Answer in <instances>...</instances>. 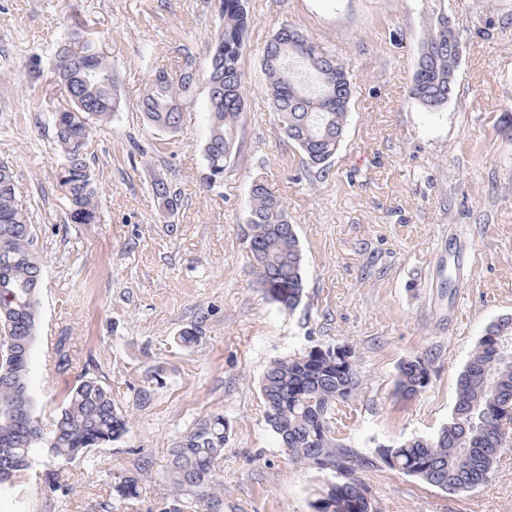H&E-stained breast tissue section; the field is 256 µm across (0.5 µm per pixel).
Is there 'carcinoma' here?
I'll return each instance as SVG.
<instances>
[{"mask_svg": "<svg viewBox=\"0 0 512 512\" xmlns=\"http://www.w3.org/2000/svg\"><path fill=\"white\" fill-rule=\"evenodd\" d=\"M218 26L205 66L191 50L174 73L151 74L138 108L148 123L165 134L177 133L186 105L199 82L206 84L209 112L204 144L208 185L224 180L226 163L240 149L245 110L243 46L250 27L247 0H217ZM433 23L423 42L412 78L410 95L420 106L435 111L450 99L461 40L448 42L444 0H436ZM51 69L50 83L57 96L52 109L58 187L73 224L96 223V180L89 161V141L96 128L108 123L122 106L119 80L111 63L89 41L69 37L61 45ZM265 92L283 135L303 154L306 163L324 168L343 140L352 87L345 68L307 34L281 26L267 42L262 61ZM166 210L178 198L164 179L152 185ZM246 215L250 225L249 251L259 285L270 299L288 309L303 297V252L297 233L286 229L283 202L259 179L250 186ZM35 229L21 200L11 166L0 161V488L9 486L30 467L43 446L61 463L92 448L112 444L128 422L118 412L112 390L83 376L58 408L50 432H44L30 393V356L39 327L38 290L41 261L35 251ZM512 318L492 322L477 341L459 373L456 397L448 424L432 438H406L356 448L334 436L330 419L336 405L345 404L362 386L356 362H345L314 346L291 357L274 360L261 380L265 421L291 462L328 470L334 480L319 490L314 512H380L378 501L361 479L382 465L414 477L445 493L485 488L506 447L501 432L505 409L512 407ZM430 368L418 357L402 361L394 384L395 395L411 399L427 387ZM227 426L224 416L200 419L171 449L168 483L189 491L206 512H224V499L212 492L216 464L224 453ZM113 490L120 499L140 493L139 479L119 478Z\"/></svg>", "mask_w": 512, "mask_h": 512, "instance_id": "cac0c4a2", "label": "carcinoma"}]
</instances>
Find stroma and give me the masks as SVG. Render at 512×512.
Returning <instances> with one entry per match:
<instances>
[{"instance_id": "35a3bbf8", "label": "stroma", "mask_w": 512, "mask_h": 512, "mask_svg": "<svg viewBox=\"0 0 512 512\" xmlns=\"http://www.w3.org/2000/svg\"><path fill=\"white\" fill-rule=\"evenodd\" d=\"M240 149L207 189V94L198 87L176 136L137 108L152 70L181 46L205 60L216 0H0V160L12 164L43 265L30 360L36 412L50 425L81 376L111 389L128 431L68 464L46 450L0 512H165L170 451L202 418L228 427L217 474L224 512H313L331 476L289 461L265 422L261 378L313 346L352 348L363 377L332 427L359 446L432 437L447 424L458 374L485 327L512 316V0H445L463 36L454 92L427 111L410 96L434 0H248ZM308 33L354 87L343 141L326 169L306 167L283 135L261 67L279 26ZM93 40L120 77L124 106L89 151L97 221L70 223L57 185L52 88L72 31ZM38 62L44 76L24 69ZM162 178L179 197L159 207ZM283 201L304 256L295 310L256 282L245 222L252 181ZM197 327L195 344L179 334ZM65 343L72 365L57 370ZM431 353L416 397L394 396L398 365ZM149 392L142 402L141 392ZM138 498L117 500L119 477ZM363 481L382 512H512V446L485 489L448 494L379 466Z\"/></svg>"}]
</instances>
